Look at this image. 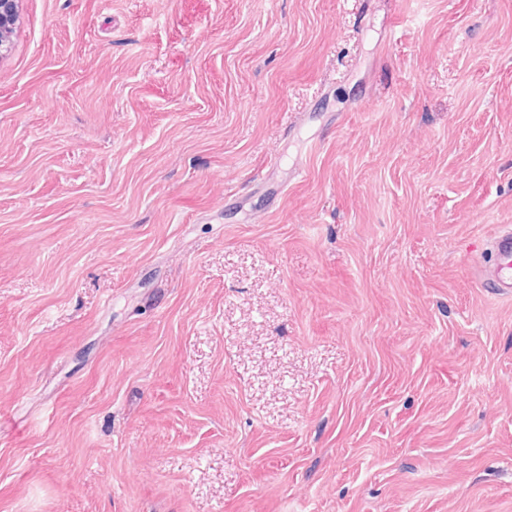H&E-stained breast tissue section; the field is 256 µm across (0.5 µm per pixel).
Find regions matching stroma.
Returning <instances> with one entry per match:
<instances>
[{"instance_id":"1","label":"stroma","mask_w":512,"mask_h":512,"mask_svg":"<svg viewBox=\"0 0 512 512\" xmlns=\"http://www.w3.org/2000/svg\"><path fill=\"white\" fill-rule=\"evenodd\" d=\"M512 0H20L0 512H512ZM493 261L482 267L481 283L498 295H512V230L499 232L490 242Z\"/></svg>"}]
</instances>
